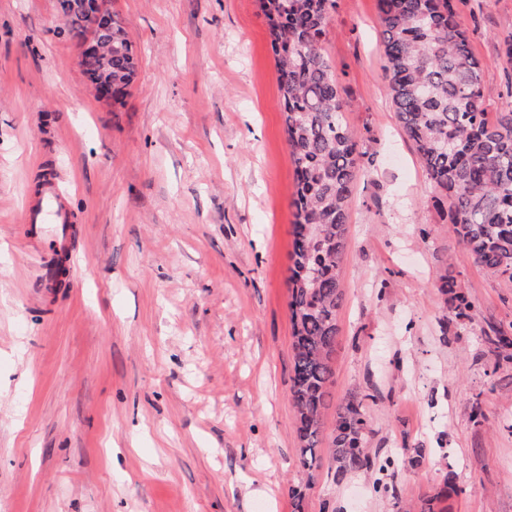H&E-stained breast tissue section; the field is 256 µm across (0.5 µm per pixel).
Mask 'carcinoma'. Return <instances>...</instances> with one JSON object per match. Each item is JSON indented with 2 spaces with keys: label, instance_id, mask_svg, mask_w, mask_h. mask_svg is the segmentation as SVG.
Masks as SVG:
<instances>
[{
  "label": "carcinoma",
  "instance_id": "cac0c4a2",
  "mask_svg": "<svg viewBox=\"0 0 512 512\" xmlns=\"http://www.w3.org/2000/svg\"><path fill=\"white\" fill-rule=\"evenodd\" d=\"M57 34L81 41L85 17L70 11ZM277 67L280 107L295 166V223L288 283L292 325L289 400L297 414L298 462L312 471L316 450L327 445L336 472L370 469V433L364 399L336 409L331 436L324 434L333 379L332 354L344 299L339 276L349 204L358 180V142L345 122L334 67L324 52L335 0H258ZM385 75L397 120L414 143L427 178L445 192L452 232L466 258L495 277L512 281V110L485 119L483 66L474 56L452 0H377ZM112 43V59L83 62L93 83L112 80L115 100L126 96L135 75L134 52L119 19L97 27ZM455 321L472 319L469 297L445 282ZM492 355L512 360V344L500 329L485 337Z\"/></svg>",
  "mask_w": 512,
  "mask_h": 512
}]
</instances>
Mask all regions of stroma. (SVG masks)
I'll return each instance as SVG.
<instances>
[{
    "label": "stroma",
    "instance_id": "1",
    "mask_svg": "<svg viewBox=\"0 0 512 512\" xmlns=\"http://www.w3.org/2000/svg\"><path fill=\"white\" fill-rule=\"evenodd\" d=\"M489 118L512 110V0H452ZM137 58L96 99L55 0H0V512H512V282L465 258L395 118L376 0H336L325 52L361 172L332 404L368 396L370 455L298 463L288 393L295 168L258 0H111ZM67 264L23 219L45 179ZM474 304L452 311L441 281ZM486 415L471 419L473 401Z\"/></svg>",
    "mask_w": 512,
    "mask_h": 512
}]
</instances>
